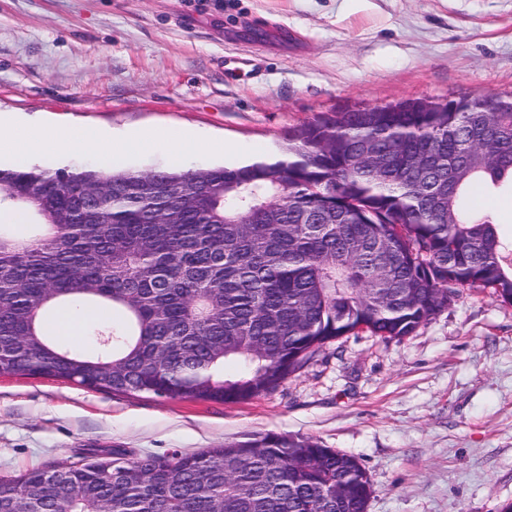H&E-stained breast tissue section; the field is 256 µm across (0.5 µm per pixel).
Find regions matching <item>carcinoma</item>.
I'll list each match as a JSON object with an SVG mask.
<instances>
[{
	"mask_svg": "<svg viewBox=\"0 0 512 512\" xmlns=\"http://www.w3.org/2000/svg\"><path fill=\"white\" fill-rule=\"evenodd\" d=\"M331 112L292 160L148 173L0 169V376L249 400L359 330L412 334L457 287L512 304V240L469 200L512 181V94ZM124 317L94 359L48 314ZM358 459L268 433L190 454H91L0 480V512H367Z\"/></svg>",
	"mask_w": 512,
	"mask_h": 512,
	"instance_id": "carcinoma-1",
	"label": "carcinoma"
}]
</instances>
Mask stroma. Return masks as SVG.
Here are the masks:
<instances>
[{
	"label": "stroma",
	"instance_id": "stroma-1",
	"mask_svg": "<svg viewBox=\"0 0 512 512\" xmlns=\"http://www.w3.org/2000/svg\"><path fill=\"white\" fill-rule=\"evenodd\" d=\"M512 92V0H0V111L121 137L148 152L32 159L54 171L183 168L288 156L322 114ZM266 433L354 455L368 512H502L512 503V305L458 289L402 338L328 344L255 399L171 400L39 376L0 377V479L95 451L192 453Z\"/></svg>",
	"mask_w": 512,
	"mask_h": 512
}]
</instances>
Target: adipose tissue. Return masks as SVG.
Wrapping results in <instances>:
<instances>
[{
  "label": "adipose tissue",
  "mask_w": 512,
  "mask_h": 512,
  "mask_svg": "<svg viewBox=\"0 0 512 512\" xmlns=\"http://www.w3.org/2000/svg\"><path fill=\"white\" fill-rule=\"evenodd\" d=\"M53 147L59 153L96 150L113 153L109 135L97 129H45L29 124L11 112L0 113V149L16 148L30 157L40 155L45 147Z\"/></svg>",
  "instance_id": "1"
}]
</instances>
